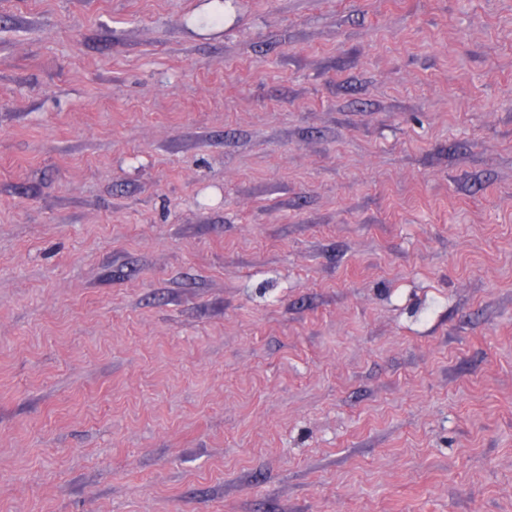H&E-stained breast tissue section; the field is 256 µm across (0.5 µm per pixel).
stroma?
Masks as SVG:
<instances>
[{"mask_svg":"<svg viewBox=\"0 0 512 512\" xmlns=\"http://www.w3.org/2000/svg\"><path fill=\"white\" fill-rule=\"evenodd\" d=\"M0 0V512H512V0Z\"/></svg>","mask_w":512,"mask_h":512,"instance_id":"35a3bbf8","label":"stroma"}]
</instances>
